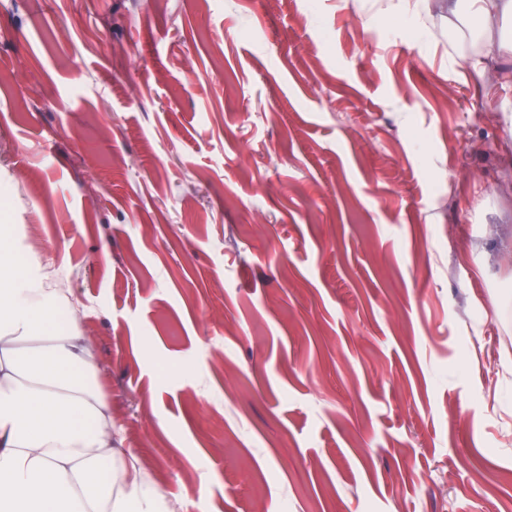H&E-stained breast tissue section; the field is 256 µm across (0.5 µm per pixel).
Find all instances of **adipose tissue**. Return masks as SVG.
I'll list each match as a JSON object with an SVG mask.
<instances>
[{
  "label": "adipose tissue",
  "mask_w": 512,
  "mask_h": 512,
  "mask_svg": "<svg viewBox=\"0 0 512 512\" xmlns=\"http://www.w3.org/2000/svg\"><path fill=\"white\" fill-rule=\"evenodd\" d=\"M0 226V512H169L123 449L90 336Z\"/></svg>",
  "instance_id": "adipose-tissue-1"
}]
</instances>
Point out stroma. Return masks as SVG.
<instances>
[{
    "mask_svg": "<svg viewBox=\"0 0 512 512\" xmlns=\"http://www.w3.org/2000/svg\"><path fill=\"white\" fill-rule=\"evenodd\" d=\"M512 40L441 0H0V225L206 512H512Z\"/></svg>",
    "mask_w": 512,
    "mask_h": 512,
    "instance_id": "1",
    "label": "stroma"
}]
</instances>
